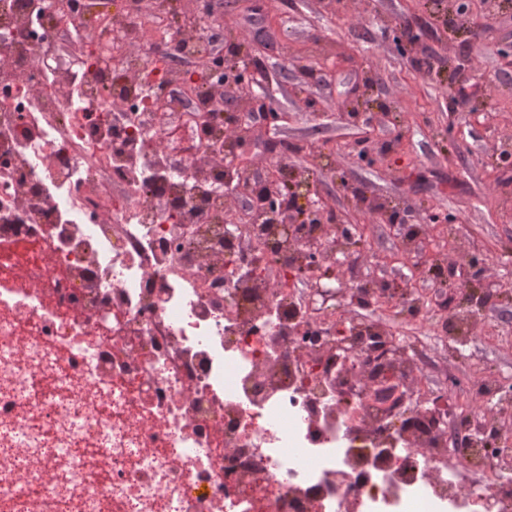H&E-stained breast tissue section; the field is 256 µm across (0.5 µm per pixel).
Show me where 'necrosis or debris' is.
Masks as SVG:
<instances>
[{
  "label": "necrosis or debris",
  "mask_w": 512,
  "mask_h": 512,
  "mask_svg": "<svg viewBox=\"0 0 512 512\" xmlns=\"http://www.w3.org/2000/svg\"><path fill=\"white\" fill-rule=\"evenodd\" d=\"M94 7L0 0V512H512L502 378L337 354L310 257L370 304L371 248L225 197L214 0Z\"/></svg>",
  "instance_id": "4bbe7bcc"
}]
</instances>
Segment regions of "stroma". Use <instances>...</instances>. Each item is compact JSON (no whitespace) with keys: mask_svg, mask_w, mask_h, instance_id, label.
<instances>
[{"mask_svg":"<svg viewBox=\"0 0 512 512\" xmlns=\"http://www.w3.org/2000/svg\"><path fill=\"white\" fill-rule=\"evenodd\" d=\"M425 0H229L214 21L228 24L239 42L262 62L275 105L287 123L266 126L249 143L241 162L251 177H266L271 156L262 140L290 146L288 166L316 182L334 223L367 230L374 249L397 263L358 264V280L401 282L412 264L400 258L396 228L373 217L377 204L391 205L415 224L452 216L454 228L432 230L418 253L446 256L448 283L469 271L466 254L488 253L499 264L484 278L493 291L512 285V164L502 162V144L512 143V7L488 11L486 0H464L465 37H448L452 17ZM424 27L409 54L393 41L395 26ZM427 60L418 72L413 59ZM290 79H282V70ZM478 88L461 97L459 87ZM372 107L358 116L348 108L359 93ZM369 141L378 163L364 165L350 147ZM482 339L443 356L446 368L464 370L479 358L486 373L512 374V306L495 303L483 313Z\"/></svg>","mask_w":512,"mask_h":512,"instance_id":"35a3bbf8","label":"stroma"}]
</instances>
